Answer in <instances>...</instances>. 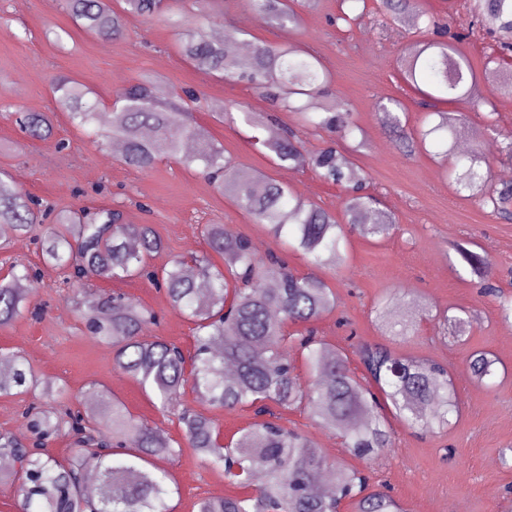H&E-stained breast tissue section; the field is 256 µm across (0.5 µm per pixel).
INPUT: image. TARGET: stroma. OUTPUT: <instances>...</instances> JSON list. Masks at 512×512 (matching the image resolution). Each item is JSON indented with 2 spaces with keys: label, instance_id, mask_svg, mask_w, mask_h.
<instances>
[{
  "label": "stroma",
  "instance_id": "obj_1",
  "mask_svg": "<svg viewBox=\"0 0 512 512\" xmlns=\"http://www.w3.org/2000/svg\"><path fill=\"white\" fill-rule=\"evenodd\" d=\"M296 11L297 26L283 28L258 19L253 0H226L219 12L206 0L183 4L189 22L207 35L239 28L260 40L307 50L330 71L333 98L343 102L349 121L362 131L364 146L353 160L365 173V191L380 199L396 225L382 240L349 233L342 265L313 269L287 237L253 223L218 193L199 167L165 159L147 172L130 168L111 150L92 144L58 111L54 84L61 76L94 91L104 113L117 89L143 76L155 79L156 98L162 102L192 88L211 103L265 109L247 83L224 82L193 69L179 52L176 29L164 19L130 15L120 37L102 39L64 13L59 0H0V173L53 210L107 206L124 211L128 223L152 225L164 244L154 260L158 268L175 256L209 253L205 225H229L254 248L268 247L294 273H317L335 291V309L314 327L319 338L338 347L385 343L374 320L378 303L390 296L420 297L426 311L418 330L396 349L447 365L460 401V412L447 428L417 434L391 420V444L377 458L365 460L351 455L334 431L314 425L303 409L282 412V422L310 436L332 461L364 470L372 483L387 484L405 512H503L512 496V466L499 461L501 450L512 448V323L501 320L497 302L483 295L482 282L452 245L472 242L474 251L490 261L491 283L512 295V220L492 216L476 200L456 193L439 157L443 144L428 143L412 155L402 152L376 109L378 101L400 100L406 132L426 127L418 93L398 72L405 48L421 40L419 30L387 23L381 0H368L366 14L349 24L336 20L340 0H298ZM15 111L47 115L54 126L52 137H27L9 118ZM447 112L458 129L457 152L477 146L490 159L493 173L512 169V158L501 153L499 138L486 130L484 113L465 112L457 105L448 106ZM193 120L223 144L238 169L266 173L286 183L295 196L341 213V186L302 164L274 166L268 150L251 144V130L243 121L222 122L204 110L194 111ZM285 128L297 134L305 155L330 139L328 133L303 125L292 112L276 113L264 136L274 139ZM59 140L65 141V149L56 148ZM46 230L39 224L33 233H13L0 243V270L18 261L39 271L36 301L42 306L39 318L25 314L0 326V349L27 358L40 382L28 394L0 395V433L27 441L23 413L46 402V387L66 385V396L55 405L76 410L85 404L88 384L95 383L115 395L136 419L182 440L176 414L158 411L138 383L114 369L111 348L87 332L78 304L83 290L62 283L45 265L34 241ZM86 288L122 293L152 308L160 318L153 335L192 351L191 323L147 280H92ZM443 310L473 314L474 325L463 340L437 323L435 316ZM475 350L497 360L490 385L477 384L471 376L467 357ZM169 470L179 488L169 500L174 512H198L201 500L237 492L221 471L188 448Z\"/></svg>",
  "mask_w": 512,
  "mask_h": 512
}]
</instances>
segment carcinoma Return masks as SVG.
I'll return each mask as SVG.
<instances>
[{"instance_id": "cac0c4a2", "label": "carcinoma", "mask_w": 512, "mask_h": 512, "mask_svg": "<svg viewBox=\"0 0 512 512\" xmlns=\"http://www.w3.org/2000/svg\"><path fill=\"white\" fill-rule=\"evenodd\" d=\"M476 16L488 31L503 36L495 66L474 68L461 44L474 33H453L444 43L418 41L400 59L403 80L427 100L434 126L430 132L455 131L439 102L463 103L471 112L495 106L478 94L483 80L500 75L512 58V0H473ZM123 11L144 19L174 15L181 0H124ZM389 20L409 21L420 29L436 27L417 0H382ZM63 11L90 33L104 39L120 36L123 15L108 0H61ZM257 17L283 27L298 24L294 0H254ZM230 30L216 41L202 30H187L181 54L196 70L219 80L250 83L273 112H295L302 122L347 139L356 130L343 104L316 102L331 83L329 72L313 54L288 43L256 42L246 57L237 54L238 36ZM57 109L70 122L90 129L98 145L123 146L122 161L147 171L163 158L198 164L203 174L225 196L264 224L275 235L288 233L293 247L317 268H334L344 260L342 245L348 230L365 238L383 239L394 229L387 213L365 214L374 199L358 194L365 181L362 169L349 156L329 146L302 158L296 135L286 129L271 142L277 166L305 163L328 182L349 184L352 193L343 203V220L313 202L294 196L284 183L265 175L253 177L237 169L224 146L193 125L187 107H163L155 99L154 83L142 77L116 96L112 122L100 126L92 91L69 77L55 85ZM240 111L250 127L265 126L264 113L237 103L219 105L214 112L234 120ZM25 132L38 139L52 134L49 119L29 112L16 117ZM458 190L470 192L491 213L512 217V183H495L489 159L477 148L457 157ZM41 202L0 176V225L22 233L38 222ZM208 246L224 260L219 267L206 256L174 257L161 269L151 264L163 242L149 224H128L123 212L110 207L64 212L42 241L43 261L80 281H125L145 278L165 289L172 309L193 324L194 351L187 356L173 343L150 336L155 312L124 294H89L87 328L112 347L113 365L134 379L160 409L174 405L191 389L214 408L234 411L250 407L254 421L233 434L229 445L206 415L184 410L179 415L187 447L224 473L236 495L204 499L198 512H338L349 500L356 512H403L386 486L370 488L361 470L338 466L307 435L279 423L271 410L302 407L319 427L341 435L349 453L362 459L378 456L391 442L388 416L414 431H429L448 424L459 402L450 387L448 368L429 359L401 354L386 345L356 348L371 385L349 368L345 349L317 338L311 324L336 307V294L321 278L298 275L274 256L263 257L245 236L224 224H207ZM456 252L478 276L490 275L487 259L458 245ZM9 280L0 281V325L20 316L30 303L36 275L12 267ZM401 298L389 297L375 309L385 335L404 339L417 331L420 304L406 303L405 319H394ZM304 331L290 333L287 327ZM303 359L310 375L303 385L294 374V357ZM469 369L481 384L494 378L496 359L487 351L469 354ZM37 383L35 371L22 355L0 350V394L28 393ZM99 403L82 410L29 408L25 412L29 443L0 435V459L19 463L14 477L22 512H172L168 499L176 493L172 475L160 462L183 453L164 432L138 422L125 405L90 385L86 399ZM62 426L75 437L76 453L65 462L46 447ZM265 482L254 488L256 473Z\"/></svg>"}]
</instances>
